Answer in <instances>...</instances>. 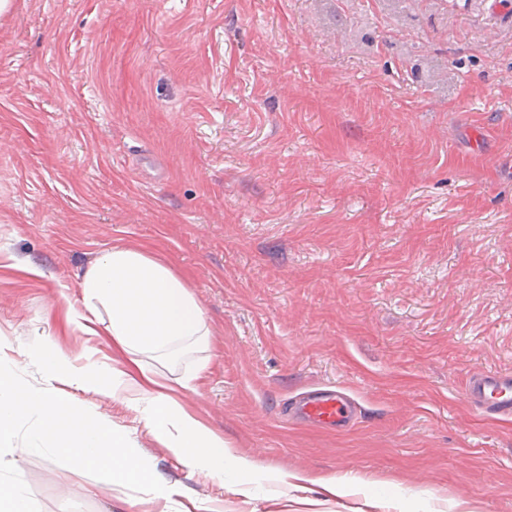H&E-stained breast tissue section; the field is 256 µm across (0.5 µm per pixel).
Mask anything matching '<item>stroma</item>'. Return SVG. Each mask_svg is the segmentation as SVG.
<instances>
[{"label": "stroma", "mask_w": 512, "mask_h": 512, "mask_svg": "<svg viewBox=\"0 0 512 512\" xmlns=\"http://www.w3.org/2000/svg\"><path fill=\"white\" fill-rule=\"evenodd\" d=\"M116 243L188 278L208 340L140 360L195 374L184 405L250 471H190L127 392L46 370L49 347L112 367L111 339L67 315ZM0 336L174 489L14 447L39 512H512V421L464 391L512 373V0H14ZM315 388L358 401L348 430L289 416Z\"/></svg>", "instance_id": "1"}]
</instances>
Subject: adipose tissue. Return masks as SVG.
<instances>
[{
    "label": "adipose tissue",
    "instance_id": "1",
    "mask_svg": "<svg viewBox=\"0 0 512 512\" xmlns=\"http://www.w3.org/2000/svg\"><path fill=\"white\" fill-rule=\"evenodd\" d=\"M79 286L81 307L72 311L70 324L90 336L110 337L113 350L129 360L89 379L84 369L64 368L62 353L51 351L43 357L48 372L109 396L117 383H124L134 391V403L146 421L186 465H204L213 477L222 476L226 460L232 458L247 466V459L234 458L223 438L135 358L139 352L162 353L176 343L209 335L186 278L147 247L115 244L95 259Z\"/></svg>",
    "mask_w": 512,
    "mask_h": 512
}]
</instances>
